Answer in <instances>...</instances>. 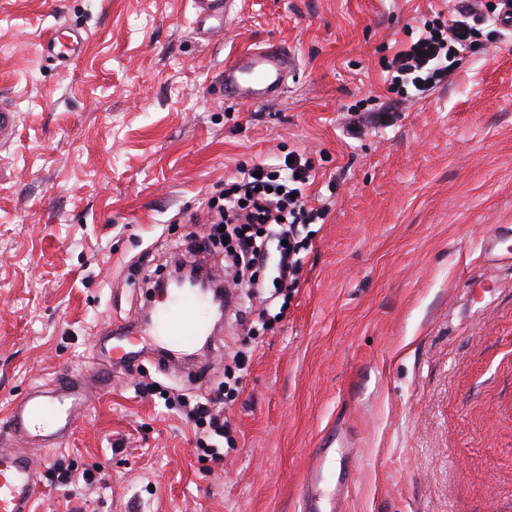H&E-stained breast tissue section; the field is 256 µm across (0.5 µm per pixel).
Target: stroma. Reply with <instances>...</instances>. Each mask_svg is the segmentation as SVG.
Masks as SVG:
<instances>
[{
	"instance_id": "stroma-1",
	"label": "stroma",
	"mask_w": 512,
	"mask_h": 512,
	"mask_svg": "<svg viewBox=\"0 0 512 512\" xmlns=\"http://www.w3.org/2000/svg\"><path fill=\"white\" fill-rule=\"evenodd\" d=\"M456 5L236 0L204 41L190 0H0V101L18 115L0 145V414L61 367H96L238 165L306 154L327 209L279 321L249 336L225 312L187 375L138 342L73 435L33 450L37 512H301L330 429L351 448L345 512H512V265L483 249L512 226V40H482L419 100L381 69ZM61 18L90 36L67 69L41 52ZM270 42L297 61L283 98L225 99V62ZM477 280L495 290L474 303ZM239 348L236 445L216 462L134 385L204 393ZM59 459L92 494L68 497Z\"/></svg>"
}]
</instances>
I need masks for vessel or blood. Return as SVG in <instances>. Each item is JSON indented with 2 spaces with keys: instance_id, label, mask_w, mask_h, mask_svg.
I'll return each instance as SVG.
<instances>
[{
  "instance_id": "vessel-or-blood-1",
  "label": "vessel or blood",
  "mask_w": 512,
  "mask_h": 512,
  "mask_svg": "<svg viewBox=\"0 0 512 512\" xmlns=\"http://www.w3.org/2000/svg\"><path fill=\"white\" fill-rule=\"evenodd\" d=\"M197 22L229 17L234 0H191ZM88 41L86 32L57 24L42 44V51L68 64L78 59ZM292 67L288 53L277 46L253 48L225 63L221 84L225 97L269 104L283 97ZM203 304L197 291L181 289L152 304V320L143 330L172 348L174 357L186 356L206 336L196 312ZM111 370L81 375L71 368L58 371L51 383L32 386L14 401L0 424V512H33L40 490V475L29 445L53 448L62 444L75 426L78 414L88 409L93 390H107ZM324 452L310 457L302 491V512H320L316 492L323 479Z\"/></svg>"
}]
</instances>
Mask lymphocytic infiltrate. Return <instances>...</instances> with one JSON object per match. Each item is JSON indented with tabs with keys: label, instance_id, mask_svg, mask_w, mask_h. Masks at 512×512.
I'll use <instances>...</instances> for the list:
<instances>
[{
	"label": "lymphocytic infiltrate",
	"instance_id": "obj_1",
	"mask_svg": "<svg viewBox=\"0 0 512 512\" xmlns=\"http://www.w3.org/2000/svg\"><path fill=\"white\" fill-rule=\"evenodd\" d=\"M457 17L424 21L416 41L382 63L389 89L397 95L424 90L444 82L456 70L464 51L478 42L479 24L464 21L467 5ZM312 164L303 155L277 167L243 166L209 201L212 222L199 250L224 248V277L228 287L254 292L273 284L276 297L293 291L301 269L300 253L309 236L307 228L324 216L307 207L304 190L312 181ZM237 389L225 384L209 397L189 400L177 390L161 391L168 409L183 408L193 426L195 448L202 456L221 459L224 448L234 445L231 425L223 414L224 400Z\"/></svg>",
	"mask_w": 512,
	"mask_h": 512
}]
</instances>
